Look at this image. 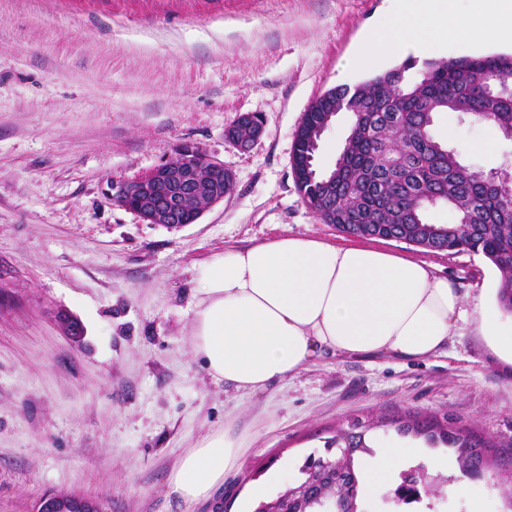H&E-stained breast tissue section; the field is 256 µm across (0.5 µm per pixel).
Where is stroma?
Returning a JSON list of instances; mask_svg holds the SVG:
<instances>
[{"instance_id":"stroma-1","label":"stroma","mask_w":512,"mask_h":512,"mask_svg":"<svg viewBox=\"0 0 512 512\" xmlns=\"http://www.w3.org/2000/svg\"><path fill=\"white\" fill-rule=\"evenodd\" d=\"M403 0H0V512H37L54 495L102 512H245L252 489L275 499L308 455L349 418L448 413L512 442V366L475 329L500 274L482 255L382 246L425 262L463 297L465 314L423 360L323 354L293 377L244 396L213 380L189 345L203 273L225 249L281 235L341 245L356 239L302 200L291 157L304 112L340 85L373 77L350 61ZM261 116L248 148L224 136L240 114ZM434 133L483 171L512 170V140L459 112ZM493 139L490 152L474 145ZM234 176L232 192L197 223H144L108 194L182 145ZM84 325L74 342L58 316ZM248 435L239 468L206 500L169 493L187 448L227 423ZM405 463L452 453L393 429ZM498 479L468 495L441 492L437 512H498Z\"/></svg>"}]
</instances>
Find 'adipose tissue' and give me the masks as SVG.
<instances>
[{"mask_svg":"<svg viewBox=\"0 0 512 512\" xmlns=\"http://www.w3.org/2000/svg\"><path fill=\"white\" fill-rule=\"evenodd\" d=\"M408 2L409 13L374 38L361 66L377 67L403 45L436 52L451 35L484 31L512 44V0H479L478 13L467 18L456 0ZM199 294L194 356L215 381L248 396L326 351L427 358L447 346L462 316L459 293L426 263L306 236L225 250L208 266ZM246 444L230 424L198 440L172 473L171 493L186 502L210 497Z\"/></svg>","mask_w":512,"mask_h":512,"instance_id":"1","label":"adipose tissue"}]
</instances>
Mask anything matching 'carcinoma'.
I'll use <instances>...</instances> for the list:
<instances>
[{"instance_id": "obj_1", "label": "carcinoma", "mask_w": 512, "mask_h": 512, "mask_svg": "<svg viewBox=\"0 0 512 512\" xmlns=\"http://www.w3.org/2000/svg\"><path fill=\"white\" fill-rule=\"evenodd\" d=\"M416 62L379 73L354 87L339 86L319 97L305 113L294 144L292 170L301 173L308 154L319 142L325 113L350 107V125L335 165L324 177L297 182L304 202L337 231L367 239L404 242L432 252L469 251L486 258L500 273L498 305L512 311V173L500 170L488 178L461 161L432 134L436 114L462 112L495 126L512 139V97L490 85L512 80V55L466 56L454 61L431 60L411 76ZM452 214L436 223L428 216V199ZM400 436L421 438L433 448L443 446L455 456L460 476L474 478L496 468L505 474L503 495L512 501V468L501 458L512 451L467 425L449 418L408 414L378 422ZM371 426L349 424L327 441L339 457L309 456L300 477L274 503L261 501L254 512H317L318 502L338 485L361 492L360 454L369 450ZM391 498L405 505L429 500L452 481L423 466L403 468Z\"/></svg>"}]
</instances>
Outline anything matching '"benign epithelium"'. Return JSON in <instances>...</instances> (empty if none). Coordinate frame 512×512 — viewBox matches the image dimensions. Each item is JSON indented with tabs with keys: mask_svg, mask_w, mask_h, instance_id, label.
Returning <instances> with one entry per match:
<instances>
[{
	"mask_svg": "<svg viewBox=\"0 0 512 512\" xmlns=\"http://www.w3.org/2000/svg\"><path fill=\"white\" fill-rule=\"evenodd\" d=\"M227 135L242 148L263 133V124L253 114H242ZM232 174L197 147L185 145L176 155L144 176L112 183V199L149 224L179 228L197 222L203 211L224 201L233 188ZM39 512H99L93 500L80 495L46 498Z\"/></svg>",
	"mask_w": 512,
	"mask_h": 512,
	"instance_id": "7a95c632",
	"label": "benign epithelium"
}]
</instances>
